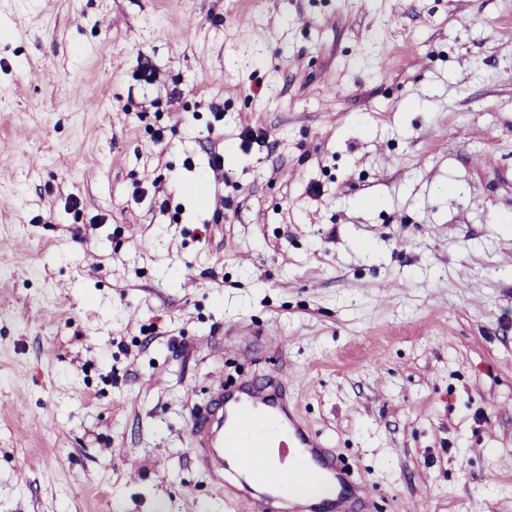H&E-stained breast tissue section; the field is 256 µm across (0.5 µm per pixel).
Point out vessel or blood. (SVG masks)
I'll use <instances>...</instances> for the list:
<instances>
[{
    "mask_svg": "<svg viewBox=\"0 0 512 512\" xmlns=\"http://www.w3.org/2000/svg\"><path fill=\"white\" fill-rule=\"evenodd\" d=\"M190 447L202 471L225 492L246 499L251 512H376L328 440L295 421L288 384L243 378L217 384L203 411L192 412ZM258 449L262 468L248 465L245 449ZM334 484L322 504L289 493L296 477Z\"/></svg>",
    "mask_w": 512,
    "mask_h": 512,
    "instance_id": "b4317fda",
    "label": "vessel or blood"
}]
</instances>
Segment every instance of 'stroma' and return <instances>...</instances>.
Listing matches in <instances>:
<instances>
[{
	"label": "stroma",
	"mask_w": 512,
	"mask_h": 512,
	"mask_svg": "<svg viewBox=\"0 0 512 512\" xmlns=\"http://www.w3.org/2000/svg\"><path fill=\"white\" fill-rule=\"evenodd\" d=\"M509 41L512 0H0V512H245L189 447L242 374L380 512H512Z\"/></svg>",
	"instance_id": "obj_1"
}]
</instances>
